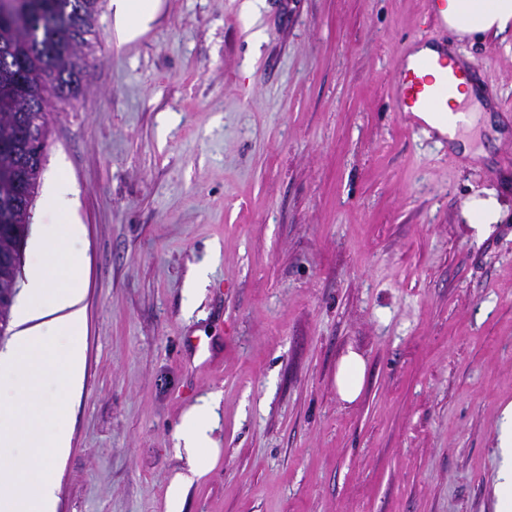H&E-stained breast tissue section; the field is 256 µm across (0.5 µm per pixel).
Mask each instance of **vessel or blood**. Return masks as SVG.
I'll return each mask as SVG.
<instances>
[{
  "instance_id": "vessel-or-blood-1",
  "label": "vessel or blood",
  "mask_w": 512,
  "mask_h": 512,
  "mask_svg": "<svg viewBox=\"0 0 512 512\" xmlns=\"http://www.w3.org/2000/svg\"><path fill=\"white\" fill-rule=\"evenodd\" d=\"M460 78V70L450 66L446 56L425 57L414 63L401 57L393 93L400 117L415 127L418 113L446 111Z\"/></svg>"
}]
</instances>
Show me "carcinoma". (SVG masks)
Segmentation results:
<instances>
[{"label": "carcinoma", "mask_w": 512, "mask_h": 512, "mask_svg": "<svg viewBox=\"0 0 512 512\" xmlns=\"http://www.w3.org/2000/svg\"><path fill=\"white\" fill-rule=\"evenodd\" d=\"M65 11L68 0H0L12 24L0 27V197H9L12 182L32 173L36 159L26 128L47 136V93L67 86L70 95L82 88L85 62L78 52L94 32L101 0H81L84 17L48 15L51 2ZM17 236L10 224L0 223V290L16 287L20 276L11 261Z\"/></svg>", "instance_id": "1"}]
</instances>
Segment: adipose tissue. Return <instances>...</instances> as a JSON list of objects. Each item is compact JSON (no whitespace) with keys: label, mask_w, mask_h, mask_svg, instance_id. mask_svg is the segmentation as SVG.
Listing matches in <instances>:
<instances>
[{"label":"adipose tissue","mask_w":512,"mask_h":512,"mask_svg":"<svg viewBox=\"0 0 512 512\" xmlns=\"http://www.w3.org/2000/svg\"><path fill=\"white\" fill-rule=\"evenodd\" d=\"M159 0H112L114 17L125 39L136 37L154 17ZM444 18L459 38L496 36L512 29V0H445ZM471 83H464L448 98L449 109L423 115L422 120L440 135L470 154L468 141L458 128L476 120L472 112L457 111V104L474 99ZM44 206L66 221V237L55 243L39 239L32 248L26 302L17 319L10 360L0 365V512H53L56 498L54 461L67 452L69 433L55 426L71 398L81 388L84 353L80 342L83 326L80 264L69 246L80 238L74 224L75 192L64 178L48 186ZM366 363L356 351L343 355L336 370L340 399L355 402L361 395ZM59 374L62 392L45 401L42 382ZM214 405L194 407L185 415L180 438L184 447L196 450L213 445ZM32 444L28 457L18 448ZM501 464L494 487L495 512H512V403L503 407L496 437Z\"/></svg>","instance_id":"1"}]
</instances>
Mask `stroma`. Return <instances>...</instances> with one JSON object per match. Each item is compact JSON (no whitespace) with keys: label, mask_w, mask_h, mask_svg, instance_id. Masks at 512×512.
I'll return each instance as SVG.
<instances>
[{"label":"stroma","mask_w":512,"mask_h":512,"mask_svg":"<svg viewBox=\"0 0 512 512\" xmlns=\"http://www.w3.org/2000/svg\"><path fill=\"white\" fill-rule=\"evenodd\" d=\"M160 0L50 99L42 183L83 235L84 378L54 512H494L512 402V33L460 40L426 0ZM483 88L463 157L407 126L403 51ZM495 199L485 231L474 200ZM359 352L358 400L336 366ZM217 402L213 451L177 444ZM365 369V360L358 352L350 349L341 357L336 370V390L342 401L353 403L360 397Z\"/></svg>","instance_id":"stroma-1"}]
</instances>
